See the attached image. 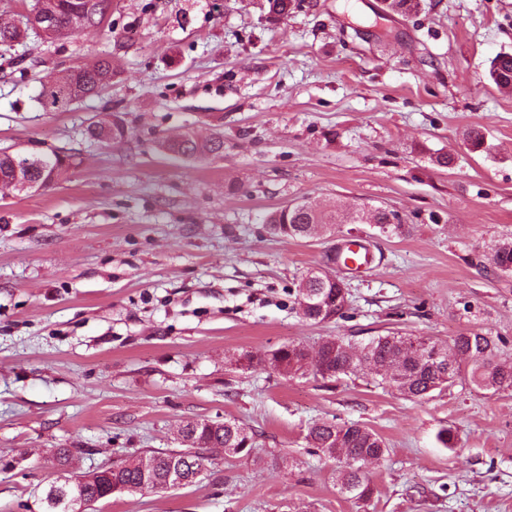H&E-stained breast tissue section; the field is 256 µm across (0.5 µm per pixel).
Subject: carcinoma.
<instances>
[{"label":"carcinoma","instance_id":"obj_1","mask_svg":"<svg viewBox=\"0 0 512 512\" xmlns=\"http://www.w3.org/2000/svg\"><path fill=\"white\" fill-rule=\"evenodd\" d=\"M96 20H82L80 0H43L44 11L50 14L51 38H65L100 26L106 16L108 0H99ZM33 29L26 17L0 18V47H12L23 42ZM112 59L104 56L91 65H80L43 84L40 103L45 111L67 110L73 103L96 96L112 80ZM488 79L496 88L512 92V54L498 55L489 70ZM86 132L97 140H112L125 135V126L117 114L106 113L90 123ZM163 150L187 159H199L224 151V138L215 133L200 139L186 131L161 141ZM76 164L72 156L59 153L22 155L0 152V186L16 190L23 178L37 184H47L60 177ZM266 223L270 230L285 239H305L313 235L332 234L338 224H372L379 233L391 237L405 232L398 214L385 209L361 207L352 212L340 211L320 202H310L304 208H281L269 213ZM493 271L499 275L512 274V237L499 240L490 258ZM296 298L302 318L324 323L344 314L347 287L332 270L311 268L298 280ZM499 338L480 332H466L445 343L431 338H413L390 333L372 336L354 347L341 336H329L318 344L327 369L314 367L308 360V347L290 343L268 351L256 358L245 356L248 366L257 362L270 370L289 377L337 379L357 371L364 362L372 364L371 373L381 383L397 393L425 399L433 392L444 391L461 378L477 388L493 394L512 388V362L498 360ZM437 349L442 356L428 357ZM181 449L146 451L138 456L97 467L82 475L71 471L73 453L81 449L61 448L57 456V474L48 490H56L69 501L93 505L125 495L155 493L192 486L205 469L207 452L220 449L228 457L250 458L256 450V434L235 419L222 422L189 418L178 429ZM312 448L334 460H344L336 470L339 491L355 501H367L374 494V483L365 469L367 458L384 456L387 444L374 431L360 423L338 424L316 422L306 435ZM180 479L179 485L169 482Z\"/></svg>","mask_w":512,"mask_h":512}]
</instances>
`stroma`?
<instances>
[{"instance_id": "stroma-1", "label": "stroma", "mask_w": 512, "mask_h": 512, "mask_svg": "<svg viewBox=\"0 0 512 512\" xmlns=\"http://www.w3.org/2000/svg\"><path fill=\"white\" fill-rule=\"evenodd\" d=\"M512 53V0H111L103 27L0 47V152L75 156L47 187L0 190V512H43L52 452L80 470L179 449L187 418L255 432L242 460L209 454L199 484L100 503V512H512V389L469 381L426 400L369 370L287 378L233 359L328 336L500 337L512 361V93L487 80ZM112 59L100 97L48 112L44 82ZM121 113L127 133L89 140ZM485 136L471 153L464 129ZM224 135L216 158L160 151L185 130ZM441 157L450 166L438 165ZM321 200L397 212L402 236L340 224L285 240L265 216ZM349 236L375 255L340 270L345 318L303 320L295 283ZM317 421L386 441L365 502L313 453ZM452 429V447L437 439ZM86 132L97 140H112L125 135V126L117 114L105 113L97 121L90 123ZM493 271L499 275L512 274V237L499 240L490 258Z\"/></svg>"}]
</instances>
